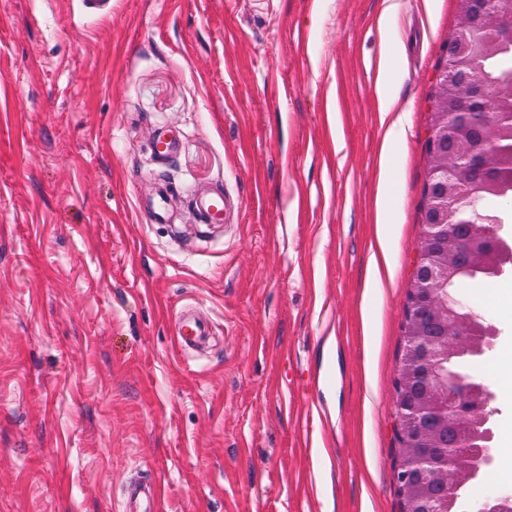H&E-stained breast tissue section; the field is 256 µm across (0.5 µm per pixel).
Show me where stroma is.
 Returning <instances> with one entry per match:
<instances>
[{
    "label": "stroma",
    "mask_w": 512,
    "mask_h": 512,
    "mask_svg": "<svg viewBox=\"0 0 512 512\" xmlns=\"http://www.w3.org/2000/svg\"><path fill=\"white\" fill-rule=\"evenodd\" d=\"M386 2L0 0V512H123L156 477L160 512H402L391 391L459 0H397L387 44ZM452 294L498 332L468 370L501 448L512 274ZM390 58L387 50L384 48L381 52L378 62V82L380 86V109L382 112H388L394 100L397 97L398 90L390 82ZM172 196L169 184H161L151 205V220L155 224H167L170 221L168 200ZM195 206L204 223L215 224L223 220L224 197L220 194H208L194 199Z\"/></svg>",
    "instance_id": "35a3bbf8"
}]
</instances>
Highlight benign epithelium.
<instances>
[{
	"label": "benign epithelium",
	"mask_w": 512,
	"mask_h": 512,
	"mask_svg": "<svg viewBox=\"0 0 512 512\" xmlns=\"http://www.w3.org/2000/svg\"><path fill=\"white\" fill-rule=\"evenodd\" d=\"M461 16L444 48L446 77L434 84L430 110L434 118L427 132L429 176L423 200L425 215L413 275L404 305V355L402 365L420 364L432 378L430 394L422 402L413 400L408 379L398 375L392 400L396 409L395 432L400 440L413 432L422 442L439 438L437 426L445 424L452 441L442 461L411 452L398 453L396 479L402 498L432 469L443 488L432 500L428 512H453L458 491L464 481L480 480L490 474L493 457L474 450V432L492 416L488 410L490 393L481 380H468L448 386L443 364L475 348L474 326L480 316L448 297V284L458 275L454 261L442 256L439 245L451 236L448 215L461 196L478 198L489 183L490 166L471 163L475 145L486 155L499 152L497 127L493 123L472 125L461 119L460 109L467 99L457 92L469 87V96L477 97L481 112L505 115L512 127V106L503 108L500 95L487 88L480 77L478 62L501 41L512 40V0H460ZM432 313L441 330L430 335L420 330L421 310ZM512 495L486 498L472 512H508Z\"/></svg>",
	"instance_id": "7a95c632"
}]
</instances>
